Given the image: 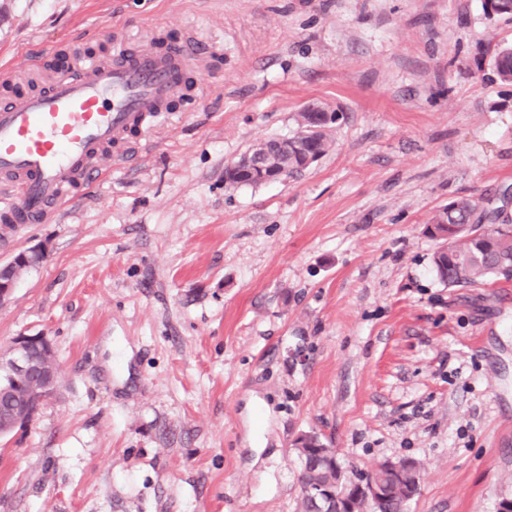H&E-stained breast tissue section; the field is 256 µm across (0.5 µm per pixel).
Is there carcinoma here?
<instances>
[{
	"mask_svg": "<svg viewBox=\"0 0 512 512\" xmlns=\"http://www.w3.org/2000/svg\"><path fill=\"white\" fill-rule=\"evenodd\" d=\"M489 17H511L512 0H484ZM497 80L512 84V44L499 47L491 60ZM340 119L339 113L301 112L298 132L291 138L288 154L277 153V138L259 139L248 153L267 161L271 168L288 170L293 177L309 168L311 157H321L330 147L327 131ZM502 211H489L469 198H457L440 208L430 219L427 232L441 241L446 249L433 257L441 281L452 286H465L490 276L512 278V224L501 219ZM320 440L313 436L302 444L300 512H321L319 490L338 498L350 499L354 491L348 485H336L328 469L318 466ZM408 498L399 490H391L377 505L355 502L358 512H405Z\"/></svg>",
	"mask_w": 512,
	"mask_h": 512,
	"instance_id": "1",
	"label": "carcinoma"
}]
</instances>
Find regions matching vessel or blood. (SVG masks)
I'll list each match as a JSON object with an SVG mask.
<instances>
[{
    "mask_svg": "<svg viewBox=\"0 0 512 512\" xmlns=\"http://www.w3.org/2000/svg\"><path fill=\"white\" fill-rule=\"evenodd\" d=\"M187 58L184 49L170 56L139 50L0 100V181L13 193L0 213L21 225L58 214L67 189L98 178L103 148L132 123L160 116L181 93Z\"/></svg>",
    "mask_w": 512,
    "mask_h": 512,
    "instance_id": "vessel-or-blood-1",
    "label": "vessel or blood"
}]
</instances>
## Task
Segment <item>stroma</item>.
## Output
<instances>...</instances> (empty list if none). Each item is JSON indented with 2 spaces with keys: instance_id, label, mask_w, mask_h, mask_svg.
<instances>
[{
  "instance_id": "35a3bbf8",
  "label": "stroma",
  "mask_w": 512,
  "mask_h": 512,
  "mask_svg": "<svg viewBox=\"0 0 512 512\" xmlns=\"http://www.w3.org/2000/svg\"><path fill=\"white\" fill-rule=\"evenodd\" d=\"M168 38L188 101L0 262L47 244L0 308L56 392L0 439V512H299L295 439L357 473L422 467L407 512L512 498V279L442 283L426 225L512 193V22L484 0H0V98ZM340 112L297 178L224 167ZM491 67L499 82L512 84V44L497 49Z\"/></svg>"
}]
</instances>
